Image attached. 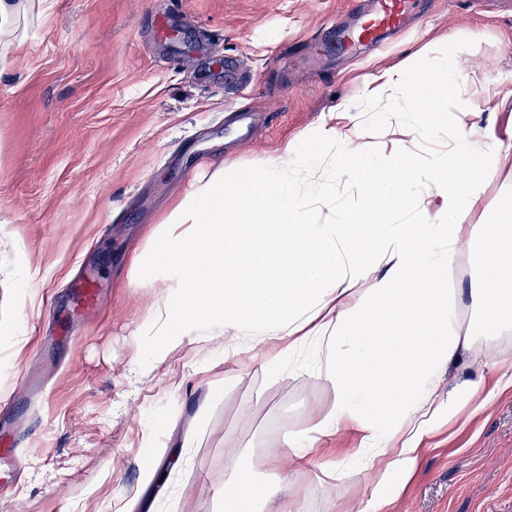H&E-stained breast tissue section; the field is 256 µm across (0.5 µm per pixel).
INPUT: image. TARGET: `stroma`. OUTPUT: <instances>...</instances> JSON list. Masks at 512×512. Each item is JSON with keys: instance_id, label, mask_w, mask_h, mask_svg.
Wrapping results in <instances>:
<instances>
[{"instance_id": "35a3bbf8", "label": "stroma", "mask_w": 512, "mask_h": 512, "mask_svg": "<svg viewBox=\"0 0 512 512\" xmlns=\"http://www.w3.org/2000/svg\"><path fill=\"white\" fill-rule=\"evenodd\" d=\"M360 0H47L0 70V430L25 451L0 483V512H221L224 451L273 475L270 512H356L377 475L351 463L359 435L270 469L266 454L335 403L306 353L273 373L241 345L243 373L187 345L132 368L163 290L129 284V261L192 174L255 169L324 114L364 115L377 151L387 120L358 91L378 70L449 41L487 98L470 123L512 140V0H420L409 28L350 51L340 16ZM28 266L29 281L17 271ZM92 281L88 312L75 291ZM501 368L459 350L431 396L482 382L490 404L440 418L388 512H512V330L488 342ZM42 390L22 397L16 381ZM336 463L328 488L317 462Z\"/></svg>"}]
</instances>
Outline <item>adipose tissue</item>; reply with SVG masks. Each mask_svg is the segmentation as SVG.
I'll return each instance as SVG.
<instances>
[{"label":"adipose tissue","instance_id":"obj_1","mask_svg":"<svg viewBox=\"0 0 512 512\" xmlns=\"http://www.w3.org/2000/svg\"><path fill=\"white\" fill-rule=\"evenodd\" d=\"M44 2L0 0V69L42 20ZM460 55L452 43L440 58H410L368 80L365 111H385L399 93L427 116L395 123L398 144L387 158L371 152L367 124L331 114L257 169L220 167L195 178L130 261L132 286L166 288L151 312L143 358L160 364L197 342L229 359L244 338L276 370L312 346L314 371L336 401L302 436L304 453L319 437L350 428L362 435L356 463L409 478L415 443L437 416L434 371L457 350L474 349L477 337L512 328V202L489 223L471 221L485 184L512 173V143L495 127L463 123L446 156L417 158L420 140L448 124L464 80ZM340 181L359 184L355 210L337 209ZM421 182L430 189L424 197ZM321 205L332 218L314 219ZM471 249L480 263L464 324L447 273ZM380 264L386 276L372 278ZM241 458L236 448L224 453L232 479L223 512H269L271 489Z\"/></svg>","mask_w":512,"mask_h":512}]
</instances>
